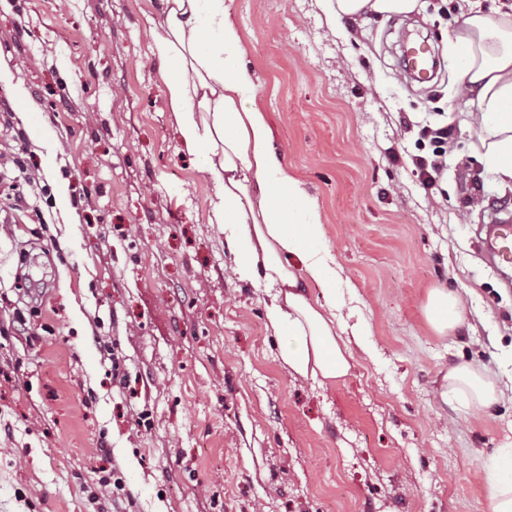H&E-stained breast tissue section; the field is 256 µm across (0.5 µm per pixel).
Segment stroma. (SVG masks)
Listing matches in <instances>:
<instances>
[{
	"mask_svg": "<svg viewBox=\"0 0 512 512\" xmlns=\"http://www.w3.org/2000/svg\"><path fill=\"white\" fill-rule=\"evenodd\" d=\"M290 174L352 287L371 353L305 379L238 281L217 184L181 145L153 30L161 0H0V512H490L512 444V269L482 225L512 216L474 145L449 43L459 0L336 19L330 0H226ZM429 39L428 83L401 66ZM448 130L447 145L430 130ZM439 159L422 187L413 161ZM446 285L465 321L424 315ZM497 376L487 413L442 393L452 365ZM497 448L489 459L485 490L491 512H512V448Z\"/></svg>",
	"mask_w": 512,
	"mask_h": 512,
	"instance_id": "stroma-1",
	"label": "stroma"
}]
</instances>
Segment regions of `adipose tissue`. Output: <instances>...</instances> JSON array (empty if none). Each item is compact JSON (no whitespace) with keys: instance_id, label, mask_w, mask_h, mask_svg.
Listing matches in <instances>:
<instances>
[{"instance_id":"ef3b65f1","label":"adipose tissue","mask_w":512,"mask_h":512,"mask_svg":"<svg viewBox=\"0 0 512 512\" xmlns=\"http://www.w3.org/2000/svg\"><path fill=\"white\" fill-rule=\"evenodd\" d=\"M417 6L418 0H335L334 15H407ZM460 19L454 49L461 85L480 113L479 143L499 182L512 185V14L493 18L469 8ZM153 51L179 139L217 183L213 212L235 256L237 279L260 278L275 290L267 317L283 338L282 362L303 377L344 378L350 370L341 339L346 303L337 293L342 279L335 258L322 240V214L276 152L265 112L251 103L254 84L224 0H162ZM312 283L321 287L322 301L307 296ZM424 313L440 334L464 317L458 295L445 287L430 289ZM446 380L449 393L477 411L504 395L496 379L464 362L450 367ZM485 490L491 512H512V448L491 457Z\"/></svg>"}]
</instances>
